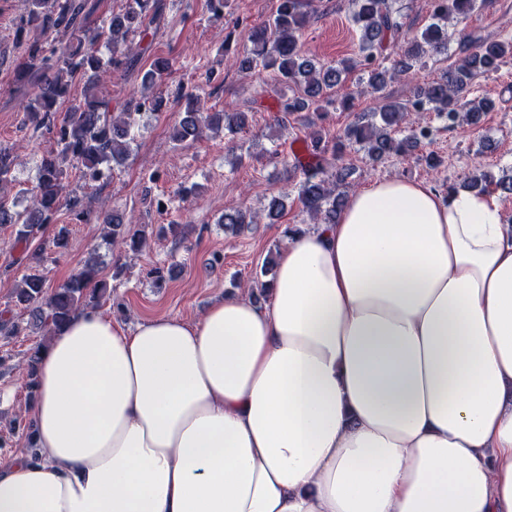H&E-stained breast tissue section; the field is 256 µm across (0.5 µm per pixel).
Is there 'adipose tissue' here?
<instances>
[{
	"instance_id": "adipose-tissue-1",
	"label": "adipose tissue",
	"mask_w": 512,
	"mask_h": 512,
	"mask_svg": "<svg viewBox=\"0 0 512 512\" xmlns=\"http://www.w3.org/2000/svg\"><path fill=\"white\" fill-rule=\"evenodd\" d=\"M0 512H512V224L374 182L194 319L77 312Z\"/></svg>"
}]
</instances>
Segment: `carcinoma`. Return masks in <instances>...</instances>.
I'll list each match as a JSON object with an SVG mask.
<instances>
[{"mask_svg": "<svg viewBox=\"0 0 512 512\" xmlns=\"http://www.w3.org/2000/svg\"><path fill=\"white\" fill-rule=\"evenodd\" d=\"M352 19L359 30V58L339 65H322L304 55L300 31L308 12L309 0H277L268 19L248 29L250 48L236 56L242 71L257 66L277 71L288 83L302 89L281 99L276 121L285 127L288 117L308 112L324 100L327 91L341 84L351 72L365 74L366 92L383 100L379 110L350 124L336 136L333 146L321 134H310L308 159L296 160L301 174L296 201L317 224H333L346 200L343 185L348 172L341 166L350 148L362 151L372 162L390 155L405 156L430 139L431 130L412 116L435 112L448 125L475 123L495 103L474 95L476 81L496 72L512 58V41L484 39L472 47L463 46L456 64L440 80L415 88L411 98L398 102L386 94L388 85L409 76L423 59L448 50L455 28L466 22L477 7V0H432V22L420 33L411 34L403 44L396 40L403 32L401 8L391 0H348ZM163 0H123L118 11L101 24L93 22L96 0H24V12L16 29L22 47L15 67V81L30 89L22 124L33 132L50 135L53 148L36 164V183L30 191V206L8 214L4 187L16 181L14 158L0 149V224L10 216L15 226V245L29 247L47 226L58 223L67 210L72 219L83 222L91 215L88 197L67 191L70 170H79L80 179L100 186L112 177V166L125 162L139 130L137 120L160 115L166 106L164 82L172 64L157 57L143 73L140 97L131 102L132 111L113 112L111 98L102 90L103 78L131 67L138 52L127 43L129 34L143 32L147 24L161 18ZM396 50L391 67L378 58ZM82 84L81 96L72 89ZM69 104L67 112L60 107ZM201 97L186 96V109L171 127V140L180 143L202 139L205 134L224 129L230 133L248 125L246 112H200ZM289 195L282 190L269 200L266 217L276 220L287 208ZM102 224V242L109 249L139 252L146 244L145 231L128 224L117 209L97 213ZM224 230L233 233L258 223V214L247 207L224 212ZM102 261L94 248L82 269L54 289L46 286L41 273L22 277L11 297L13 306L52 333L65 325L80 309L96 308L107 292L98 279Z\"/></svg>", "mask_w": 512, "mask_h": 512, "instance_id": "carcinoma-1", "label": "carcinoma"}]
</instances>
